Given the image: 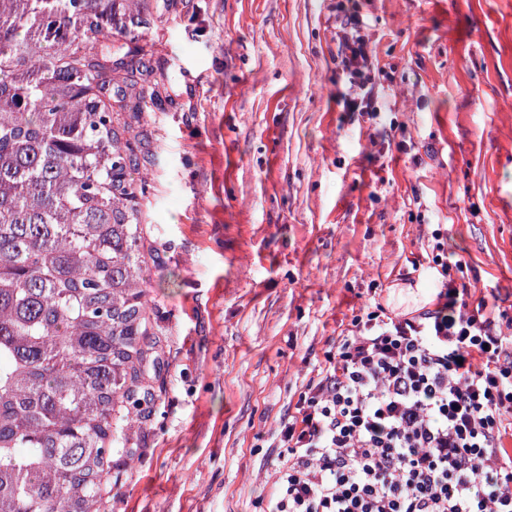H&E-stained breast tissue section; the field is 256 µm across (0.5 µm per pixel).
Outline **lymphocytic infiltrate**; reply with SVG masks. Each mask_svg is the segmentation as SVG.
Here are the masks:
<instances>
[{
  "label": "lymphocytic infiltrate",
  "mask_w": 512,
  "mask_h": 512,
  "mask_svg": "<svg viewBox=\"0 0 512 512\" xmlns=\"http://www.w3.org/2000/svg\"><path fill=\"white\" fill-rule=\"evenodd\" d=\"M356 12L336 33L348 112L375 76ZM435 308L357 318L284 422L265 512H512V336L494 308L454 296L444 242Z\"/></svg>",
  "instance_id": "1"
}]
</instances>
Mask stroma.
Returning a JSON list of instances; mask_svg holds the SVG:
<instances>
[{"mask_svg": "<svg viewBox=\"0 0 512 512\" xmlns=\"http://www.w3.org/2000/svg\"><path fill=\"white\" fill-rule=\"evenodd\" d=\"M341 0H150L138 133L165 365L100 512H264L281 424L369 306L455 286L512 315V0H351L376 115L347 112Z\"/></svg>", "mask_w": 512, "mask_h": 512, "instance_id": "obj_1", "label": "stroma"}]
</instances>
